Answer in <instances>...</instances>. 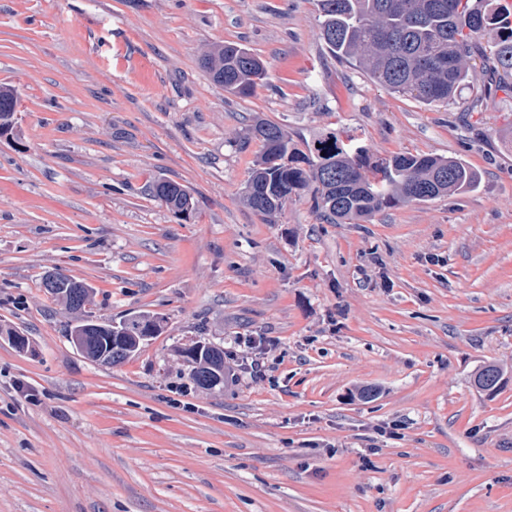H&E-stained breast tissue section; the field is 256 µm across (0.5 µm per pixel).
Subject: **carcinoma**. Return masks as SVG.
<instances>
[{"label": "carcinoma", "instance_id": "cac0c4a2", "mask_svg": "<svg viewBox=\"0 0 512 512\" xmlns=\"http://www.w3.org/2000/svg\"><path fill=\"white\" fill-rule=\"evenodd\" d=\"M320 34L334 58L365 70L387 89L409 94L425 103H450L456 91L475 77L470 61L479 59L498 83L512 81V22L500 18L497 0H317ZM212 82L224 78V91L249 97L268 84L269 66L235 44H217L202 58ZM18 99L14 90L0 87V133L12 129ZM248 136L263 144L253 164L245 199L257 214L272 217L303 194L312 210L327 224H360L400 203L427 202L476 187L478 176L451 157L399 153L372 159L355 138L341 139L327 130L304 148L290 145L282 128L257 122ZM154 195L173 213L188 216L195 209L190 193L180 184L160 180ZM54 281L51 297L70 311L82 310L90 291L85 283L60 272L47 273ZM195 364L190 379L202 378L223 360L215 346L198 353L184 351ZM503 369L484 364L474 377L475 387L497 393Z\"/></svg>", "mask_w": 512, "mask_h": 512}]
</instances>
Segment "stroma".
Listing matches in <instances>:
<instances>
[{
    "mask_svg": "<svg viewBox=\"0 0 512 512\" xmlns=\"http://www.w3.org/2000/svg\"><path fill=\"white\" fill-rule=\"evenodd\" d=\"M317 0H0V512H512V88L451 104L334 60ZM224 42L266 61L250 97L215 86ZM294 143L353 134L373 158L452 157L476 187L326 224L308 198L248 208L256 120ZM166 179L196 209L154 197ZM91 288L81 314L45 273ZM149 313L124 363L68 323ZM278 346L252 374L238 338ZM236 352L191 386L181 351ZM494 362L505 384L473 385ZM39 404L19 396L16 382ZM377 395L364 399L359 391ZM397 437L379 435L384 424ZM18 99L13 89L0 87V133L12 130V118ZM152 190L176 215L189 216L195 209L193 197L178 183L160 180L154 183ZM86 319H89V317L78 320L75 325L68 324L66 336H74V340L79 347H83V342L87 340L85 349L81 351L88 357L93 359L96 352H98L100 348H103V342L100 339L92 336H108V334L94 332L92 334H89L88 336H75L77 333V329L80 327V325L83 324V321H85Z\"/></svg>",
    "mask_w": 512,
    "mask_h": 512,
    "instance_id": "stroma-1",
    "label": "stroma"
}]
</instances>
